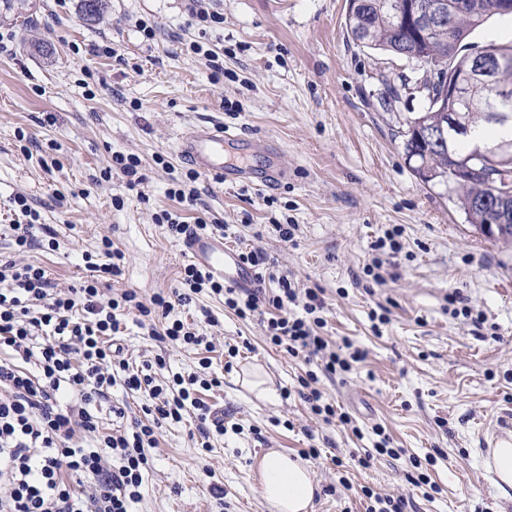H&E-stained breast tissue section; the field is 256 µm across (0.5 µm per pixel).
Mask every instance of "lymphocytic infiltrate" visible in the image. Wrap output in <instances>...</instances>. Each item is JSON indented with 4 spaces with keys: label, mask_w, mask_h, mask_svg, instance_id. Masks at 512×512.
<instances>
[{
    "label": "lymphocytic infiltrate",
    "mask_w": 512,
    "mask_h": 512,
    "mask_svg": "<svg viewBox=\"0 0 512 512\" xmlns=\"http://www.w3.org/2000/svg\"><path fill=\"white\" fill-rule=\"evenodd\" d=\"M13 204L12 253L0 255V277L11 280L10 287L0 289V512H131L141 497L149 466L145 450L154 446L157 428L190 412L224 434L223 417L195 395L198 375L161 382L147 362L117 379L119 352L112 337L131 313L164 317L166 339L199 346L205 337L170 314L175 302L206 290L223 297L225 308L239 318L262 316L267 341L306 360H321L328 373L349 371L366 356L348 341L343 352L330 350L318 334L323 298L300 288L254 248L242 250L239 259L255 270L258 288L227 287L190 263L183 268L177 298L157 293L145 303L132 290L117 298L101 293L100 280L119 277L124 260L106 238L103 262L86 263L88 279L59 290L43 268L20 261L21 253L41 242V215L24 195H15ZM296 306L302 314H293ZM118 383L148 395L152 421L136 419L103 435L94 409ZM67 471L91 477L92 486L65 482Z\"/></svg>",
    "instance_id": "lymphocytic-infiltrate-1"
}]
</instances>
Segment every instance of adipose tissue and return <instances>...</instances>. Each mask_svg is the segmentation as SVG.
Masks as SVG:
<instances>
[{
	"mask_svg": "<svg viewBox=\"0 0 512 512\" xmlns=\"http://www.w3.org/2000/svg\"><path fill=\"white\" fill-rule=\"evenodd\" d=\"M316 489L302 462L278 453L263 458L259 493L271 512H310Z\"/></svg>",
	"mask_w": 512,
	"mask_h": 512,
	"instance_id": "obj_1",
	"label": "adipose tissue"
}]
</instances>
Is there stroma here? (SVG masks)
<instances>
[{
	"label": "stroma",
	"mask_w": 512,
	"mask_h": 512,
	"mask_svg": "<svg viewBox=\"0 0 512 512\" xmlns=\"http://www.w3.org/2000/svg\"><path fill=\"white\" fill-rule=\"evenodd\" d=\"M107 3L95 22L82 19L79 0H28L22 16L0 13V32L10 36L0 47V226L12 222L20 192L54 238L24 262L59 288L76 286L87 276L83 254L99 253L108 237L125 255L112 292L149 301L178 289L189 261L182 241L155 221L175 210L191 225H225V246L262 248L302 287L321 289V335L367 353L328 376L319 361L266 343L258 321L237 318L206 292L173 316L208 337L207 348L170 346L126 318L114 341L130 367L159 357V380L219 378L196 395L227 428L206 440L194 415L164 424L146 451L133 512H269L259 482L271 451L308 463L318 485L312 512H367L372 492L405 494L412 512H512L487 465L493 439L512 426V244L468 224L451 185L415 176L400 131L425 106L415 90L421 71L356 45L345 29L347 0H208L224 24L205 33L191 23L188 0ZM144 20L156 26L154 40L139 32ZM203 34L224 55L220 80L189 48ZM390 83L399 97L388 104ZM228 101L238 115L225 112ZM204 122L276 140L287 180L258 189L203 174L196 204L171 199L173 173L189 168L178 137ZM116 152L140 157L138 191L113 172ZM159 155L169 168L156 164ZM274 221L297 225L295 244L279 242L268 229ZM394 226L403 248L383 255L395 278L378 287L364 268L372 243ZM454 292L483 325L449 312ZM246 371L277 401L249 392ZM309 371L337 413L332 422L299 395ZM149 403L114 386L98 408L101 432L121 424L113 407L140 418ZM343 414L350 424L340 423ZM378 427L400 456L355 465L351 454L372 449ZM421 472L427 483L418 487Z\"/></svg>",
	"instance_id": "stroma-1"
}]
</instances>
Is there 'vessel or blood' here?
Listing matches in <instances>:
<instances>
[{
  "instance_id": "b4317fda",
  "label": "vessel or blood",
  "mask_w": 512,
  "mask_h": 512,
  "mask_svg": "<svg viewBox=\"0 0 512 512\" xmlns=\"http://www.w3.org/2000/svg\"><path fill=\"white\" fill-rule=\"evenodd\" d=\"M240 143L245 144L248 152L269 157V164L258 170L244 162L226 161L224 154L228 148ZM179 152L181 156L189 158L201 173L219 175L230 183L242 181L267 186L287 175L281 163L282 150L276 141L257 136L245 142L240 134L214 123L185 129L179 137ZM184 247L193 260L232 287H254L255 275L252 270L242 265L236 254L226 248L222 241L191 235L185 238Z\"/></svg>"
}]
</instances>
